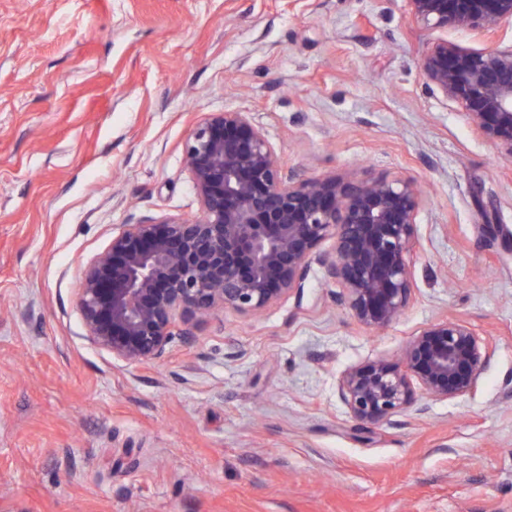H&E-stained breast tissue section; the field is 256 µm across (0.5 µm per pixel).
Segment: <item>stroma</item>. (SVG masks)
<instances>
[{
  "label": "stroma",
  "mask_w": 512,
  "mask_h": 512,
  "mask_svg": "<svg viewBox=\"0 0 512 512\" xmlns=\"http://www.w3.org/2000/svg\"><path fill=\"white\" fill-rule=\"evenodd\" d=\"M407 0H0V512H512V162L420 61ZM247 113L286 167L416 181L415 297L360 325L300 297L202 318L130 365L79 297L112 231L196 214L183 146ZM499 230L486 237L483 225ZM493 354L476 389L368 429L338 392L443 318Z\"/></svg>",
  "instance_id": "obj_1"
}]
</instances>
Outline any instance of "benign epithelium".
Here are the masks:
<instances>
[{
    "label": "benign epithelium",
    "instance_id": "1",
    "mask_svg": "<svg viewBox=\"0 0 512 512\" xmlns=\"http://www.w3.org/2000/svg\"><path fill=\"white\" fill-rule=\"evenodd\" d=\"M408 4L414 20L437 27L490 33L512 21V0ZM420 67L511 160L512 45L474 51L438 41ZM183 155L199 212L112 233L83 277L79 303L92 343L129 364L158 360L174 337L194 335L200 315L254 314L299 295L314 263L361 325L383 329L406 309L422 204L412 180L288 170L262 130L236 111L203 117ZM490 355L465 322L442 319L397 361L345 370L340 398L357 423L376 425L410 405L418 389L446 401L471 393Z\"/></svg>",
    "mask_w": 512,
    "mask_h": 512
}]
</instances>
